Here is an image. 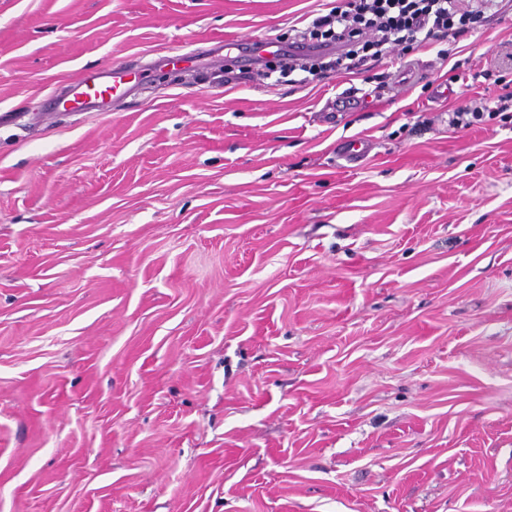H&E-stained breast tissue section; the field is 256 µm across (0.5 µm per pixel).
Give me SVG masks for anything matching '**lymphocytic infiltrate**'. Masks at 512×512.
Returning <instances> with one entry per match:
<instances>
[{"mask_svg": "<svg viewBox=\"0 0 512 512\" xmlns=\"http://www.w3.org/2000/svg\"><path fill=\"white\" fill-rule=\"evenodd\" d=\"M460 0H344L301 31L307 60L282 57V67L317 75L323 68L339 73L361 70L368 58L389 57L394 45H429L455 28Z\"/></svg>", "mask_w": 512, "mask_h": 512, "instance_id": "f902f5d3", "label": "lymphocytic infiltrate"}]
</instances>
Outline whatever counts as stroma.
<instances>
[{"mask_svg": "<svg viewBox=\"0 0 512 512\" xmlns=\"http://www.w3.org/2000/svg\"><path fill=\"white\" fill-rule=\"evenodd\" d=\"M340 3L0 0V512H512V5L213 86ZM132 73L123 65H114L109 70H88L63 91L47 99L53 111L91 112L104 110L109 102L124 98L136 87L131 84ZM484 114V112H479V110L471 111L467 107H456L452 111L448 110V130H453L454 132L481 124Z\"/></svg>", "mask_w": 512, "mask_h": 512, "instance_id": "1", "label": "stroma"}]
</instances>
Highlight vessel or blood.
Here are the masks:
<instances>
[{
    "mask_svg": "<svg viewBox=\"0 0 512 512\" xmlns=\"http://www.w3.org/2000/svg\"><path fill=\"white\" fill-rule=\"evenodd\" d=\"M133 89L131 72L124 66L88 70L63 91L49 96L47 106L54 112L101 111L109 102L126 97Z\"/></svg>",
    "mask_w": 512,
    "mask_h": 512,
    "instance_id": "b4317fda",
    "label": "vessel or blood"
}]
</instances>
